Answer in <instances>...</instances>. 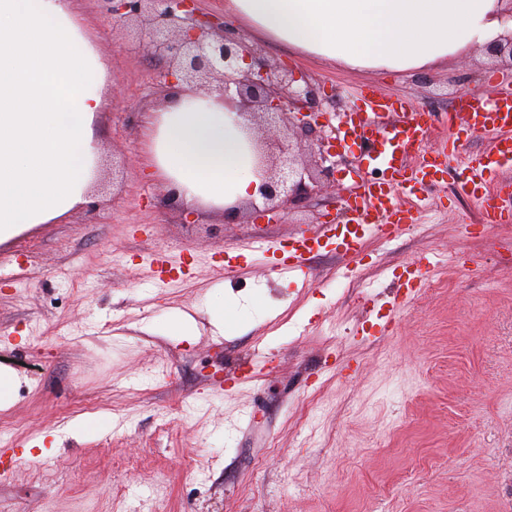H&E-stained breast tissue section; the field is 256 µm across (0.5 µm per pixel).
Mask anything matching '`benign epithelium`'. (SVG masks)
I'll return each instance as SVG.
<instances>
[{"instance_id": "obj_1", "label": "benign epithelium", "mask_w": 512, "mask_h": 512, "mask_svg": "<svg viewBox=\"0 0 512 512\" xmlns=\"http://www.w3.org/2000/svg\"><path fill=\"white\" fill-rule=\"evenodd\" d=\"M115 23L148 26L147 54L163 62L164 83L174 77L200 94L222 93L224 105L246 121L254 143L261 203L251 199L224 207L226 224L263 218L278 221L313 195L336 190V152L325 130L321 90L281 65L263 47L230 25L203 19L194 0H105ZM489 54L508 57L512 34L486 44Z\"/></svg>"}]
</instances>
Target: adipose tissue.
Listing matches in <instances>:
<instances>
[{"label": "adipose tissue", "mask_w": 512, "mask_h": 512, "mask_svg": "<svg viewBox=\"0 0 512 512\" xmlns=\"http://www.w3.org/2000/svg\"><path fill=\"white\" fill-rule=\"evenodd\" d=\"M259 34L357 70L411 72L512 29L501 0H225ZM109 78L67 0H0V243L87 203ZM148 167L186 205L255 198V158L220 94L185 89L146 122Z\"/></svg>", "instance_id": "ef3b65f1"}]
</instances>
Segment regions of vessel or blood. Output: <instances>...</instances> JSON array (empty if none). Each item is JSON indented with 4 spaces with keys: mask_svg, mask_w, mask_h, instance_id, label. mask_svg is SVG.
Returning a JSON list of instances; mask_svg holds the SVG:
<instances>
[{
    "mask_svg": "<svg viewBox=\"0 0 512 512\" xmlns=\"http://www.w3.org/2000/svg\"><path fill=\"white\" fill-rule=\"evenodd\" d=\"M359 106L350 121V129L376 162L387 172L385 180H368L358 185L345 199L354 226L344 240L349 251H358L368 235L391 238L416 223L419 205L415 198L426 185L438 182L456 164L460 192L475 200L483 215L484 227L512 222V202L495 190L500 172L512 165V85L492 83L490 91L474 90L461 97L446 123L452 135L435 138L430 113L412 111L402 99L359 89ZM488 138L490 146L475 156H464V145L471 134ZM410 198L401 205L399 195ZM324 230L296 240L280 260L282 268L301 278L310 270L306 256L321 249ZM435 255L422 254L408 263L404 282L408 292L421 288L425 270L436 265Z\"/></svg>",
    "mask_w": 512,
    "mask_h": 512,
    "instance_id": "b4317fda",
    "label": "vessel or blood"
}]
</instances>
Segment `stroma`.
Instances as JSON below:
<instances>
[{
    "label": "stroma",
    "mask_w": 512,
    "mask_h": 512,
    "mask_svg": "<svg viewBox=\"0 0 512 512\" xmlns=\"http://www.w3.org/2000/svg\"><path fill=\"white\" fill-rule=\"evenodd\" d=\"M123 101L97 121L101 172L87 204L0 244V366L21 384L0 423L21 461L0 475V512H512V223L472 233L477 204L455 177L425 191L401 237L360 253L332 243L303 282L253 252L342 220V198L380 165L335 137L339 192L277 222L224 224L164 204L143 165L144 122L164 100L137 23L103 0H69ZM267 58L318 84L325 110L377 87L444 116L496 76L482 45L409 73L355 72L259 39ZM191 262L155 279V254ZM440 264L396 302L393 330L366 298L395 291L403 264ZM475 258L472 270L464 262ZM377 286L364 290L365 281ZM237 328L208 321L216 292ZM184 312L194 335L166 331ZM239 385L213 383L234 366ZM109 426L74 437L69 423ZM59 437L54 448L34 440Z\"/></svg>",
    "instance_id": "stroma-1"
}]
</instances>
